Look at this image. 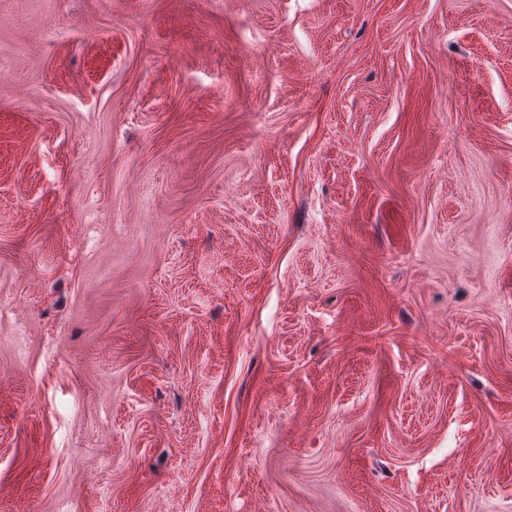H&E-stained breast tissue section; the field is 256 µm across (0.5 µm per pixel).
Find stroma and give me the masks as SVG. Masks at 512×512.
<instances>
[{
	"mask_svg": "<svg viewBox=\"0 0 512 512\" xmlns=\"http://www.w3.org/2000/svg\"><path fill=\"white\" fill-rule=\"evenodd\" d=\"M0 512H512V0H0Z\"/></svg>",
	"mask_w": 512,
	"mask_h": 512,
	"instance_id": "stroma-1",
	"label": "stroma"
}]
</instances>
